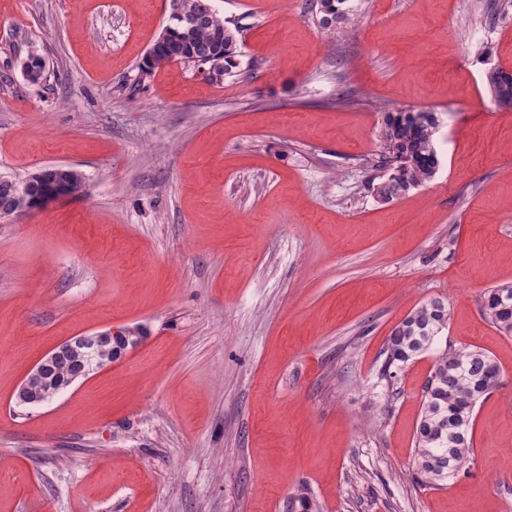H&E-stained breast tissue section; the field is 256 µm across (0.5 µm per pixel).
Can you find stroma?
Segmentation results:
<instances>
[{"instance_id":"obj_1","label":"stroma","mask_w":512,"mask_h":512,"mask_svg":"<svg viewBox=\"0 0 512 512\" xmlns=\"http://www.w3.org/2000/svg\"><path fill=\"white\" fill-rule=\"evenodd\" d=\"M230 74L143 72L170 0H0V176L65 163L82 196L0 218V512H512V6L361 0L349 37L309 0H214ZM48 78L26 80L29 49ZM436 113L439 171L373 188L385 112ZM448 305L488 355L469 476L413 483L433 354L381 374L392 330ZM144 327L124 358L17 406L70 337ZM486 83L499 102H512V75L501 69L492 68L485 73ZM487 320L501 333L512 335V284H504L489 291L483 301Z\"/></svg>"}]
</instances>
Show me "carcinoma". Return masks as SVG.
Here are the masks:
<instances>
[{
    "instance_id": "obj_1",
    "label": "carcinoma",
    "mask_w": 512,
    "mask_h": 512,
    "mask_svg": "<svg viewBox=\"0 0 512 512\" xmlns=\"http://www.w3.org/2000/svg\"><path fill=\"white\" fill-rule=\"evenodd\" d=\"M318 23L343 28L359 16L357 0H313ZM238 27H230L214 11L196 27L183 30L164 47V55L191 53L204 63L224 48V73L239 65ZM486 83L499 102H512V75L492 68L485 73ZM436 116L411 109L388 112L381 129L382 159L393 166L377 193L386 201L405 194L432 180L439 169L435 148ZM487 320L506 336L512 335V284L489 291L483 301ZM448 327V306L433 299L415 309L392 331L384 362L383 376H397L415 357L433 352L435 362L424 387L421 416L416 429L414 480L428 487H443L471 470L473 422L477 403L497 385L498 367L485 353L452 349L439 344ZM93 360L83 353V345L62 351L31 386L34 399L50 394L57 384L81 376L91 365L104 364L118 352L120 343L107 336L89 340Z\"/></svg>"
}]
</instances>
